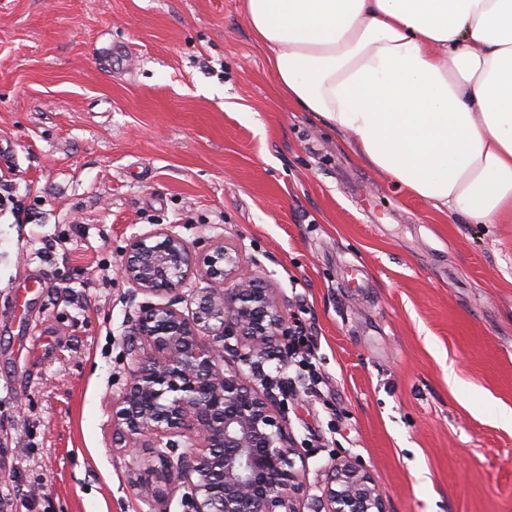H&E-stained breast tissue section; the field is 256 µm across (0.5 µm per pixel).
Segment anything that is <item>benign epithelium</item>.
Returning <instances> with one entry per match:
<instances>
[{"mask_svg": "<svg viewBox=\"0 0 512 512\" xmlns=\"http://www.w3.org/2000/svg\"><path fill=\"white\" fill-rule=\"evenodd\" d=\"M201 272L206 288L182 289ZM122 278L133 293L167 295L139 306L130 380L112 398V446L151 449L157 482L133 486L155 512H169L171 488L190 489L193 512H303L294 457L304 459L288 430V407L263 371L288 338L283 301L266 282L243 273V257L224 239L193 252L175 226L134 237ZM174 436L187 438L178 454ZM311 512H385L383 494L355 460L335 458Z\"/></svg>", "mask_w": 512, "mask_h": 512, "instance_id": "7a95c632", "label": "benign epithelium"}]
</instances>
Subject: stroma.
Returning <instances> with one entry per match:
<instances>
[{
    "instance_id": "stroma-1",
    "label": "stroma",
    "mask_w": 512,
    "mask_h": 512,
    "mask_svg": "<svg viewBox=\"0 0 512 512\" xmlns=\"http://www.w3.org/2000/svg\"><path fill=\"white\" fill-rule=\"evenodd\" d=\"M244 0H0V495L153 512L112 445L135 236L213 237L284 300L324 384L284 385L316 494L336 456L386 512H512V223L436 210L276 98ZM52 246L50 257L37 249Z\"/></svg>"
}]
</instances>
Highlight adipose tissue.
<instances>
[{
	"instance_id": "1",
	"label": "adipose tissue",
	"mask_w": 512,
	"mask_h": 512,
	"mask_svg": "<svg viewBox=\"0 0 512 512\" xmlns=\"http://www.w3.org/2000/svg\"><path fill=\"white\" fill-rule=\"evenodd\" d=\"M278 94L438 211L512 217V0H245Z\"/></svg>"
}]
</instances>
